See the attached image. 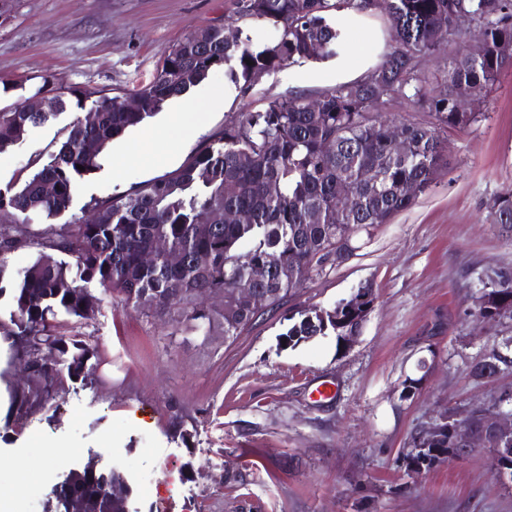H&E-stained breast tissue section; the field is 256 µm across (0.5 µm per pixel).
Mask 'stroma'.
Listing matches in <instances>:
<instances>
[{
  "mask_svg": "<svg viewBox=\"0 0 512 512\" xmlns=\"http://www.w3.org/2000/svg\"><path fill=\"white\" fill-rule=\"evenodd\" d=\"M227 15L226 0H8L0 108L46 80L72 94L56 119L0 152V194L12 195L57 151L97 97L145 85L178 39ZM290 73L265 76L245 95L227 68L215 69L114 139L58 223L90 219L96 203L176 171L245 104L296 92ZM196 100L213 104L200 125L168 135L174 113ZM478 109L477 122L443 130L448 170L436 184L235 341L219 325L222 300L207 299L217 324L199 329L93 286L98 303L84 319L58 316L94 348L93 382H67L45 408L10 423L9 394L24 378L0 335V491L15 512H44L52 481L91 456L124 474L129 512H512V491L485 449L413 479L403 463L412 433L437 412L485 408L512 393L510 372L470 375L512 337V317L486 324L474 315L490 277L512 271V229L491 223L486 209L512 189V70ZM38 256L8 254L0 321ZM365 283L377 299L350 348L337 351L331 334L283 345L296 312L333 308ZM409 377L419 381L411 397ZM323 382L332 386L326 398L315 391ZM176 413L185 435L170 425Z\"/></svg>",
  "mask_w": 512,
  "mask_h": 512,
  "instance_id": "obj_1",
  "label": "stroma"
}]
</instances>
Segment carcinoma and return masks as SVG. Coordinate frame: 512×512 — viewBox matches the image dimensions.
I'll list each match as a JSON object with an SVG mask.
<instances>
[{
	"label": "carcinoma",
	"mask_w": 512,
	"mask_h": 512,
	"mask_svg": "<svg viewBox=\"0 0 512 512\" xmlns=\"http://www.w3.org/2000/svg\"><path fill=\"white\" fill-rule=\"evenodd\" d=\"M232 6L235 19L177 40L146 85L125 96L101 97L96 111L73 122L58 151L18 191L0 196V273L11 251L40 250L17 289L10 323H0V333L11 337L14 361L30 370L27 388L11 397L14 420L57 397L61 371L69 380L93 382L87 362L94 349L78 335H65L57 319L60 311L82 318L95 306L90 282L135 307L175 308L187 321L212 322L193 301L222 294L229 311L224 341L235 340L322 272L327 258L348 259L354 236L388 223L436 183L448 169L440 130L476 120V113L456 106L455 87L464 84L483 97L512 67V55L501 54L502 46L512 45V0H232ZM345 9L369 12L389 35L388 50L365 75L314 97L264 99L259 108L238 113L180 169L96 205L90 220L50 223L28 236L18 229L21 216L52 219L67 211L76 177L98 167L112 140L211 71L228 67L246 93L287 64L339 57L346 43L331 20ZM239 19L268 26L273 36L259 40ZM473 22L484 28L483 54L456 55L440 87L430 85L423 63L437 56L446 36L463 39ZM393 96L426 102L434 121L394 125L386 115ZM56 116L0 109V151ZM395 127L408 145L403 153L392 147ZM487 209L492 223L512 227V190L493 197ZM49 250L72 257L79 280ZM173 254L180 257L176 263ZM238 288L265 296V309H233ZM375 299L365 285L331 310L300 313L285 336L296 345L332 333L341 344L358 334L364 307ZM475 314L487 323L512 316V273L491 281L476 298ZM48 347L61 360L60 370L49 373L39 362ZM470 426L485 436L492 465L512 470V456L499 452L512 448V438L485 431L477 415ZM416 448L437 449L430 459L439 465L470 452L455 446L436 423L415 431L404 459ZM74 498L85 501V512H124L125 480L115 469L86 464L52 488L45 512H69Z\"/></svg>",
	"instance_id": "cac0c4a2"
}]
</instances>
